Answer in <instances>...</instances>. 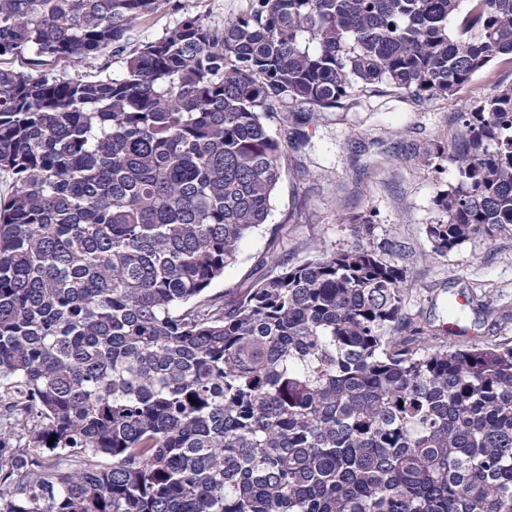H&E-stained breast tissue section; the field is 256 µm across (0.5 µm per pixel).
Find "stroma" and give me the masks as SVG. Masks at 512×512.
<instances>
[{
  "label": "stroma",
  "mask_w": 512,
  "mask_h": 512,
  "mask_svg": "<svg viewBox=\"0 0 512 512\" xmlns=\"http://www.w3.org/2000/svg\"><path fill=\"white\" fill-rule=\"evenodd\" d=\"M249 4L176 0L139 26L136 38H159L186 15L220 25ZM509 86L512 58L500 55L452 96L415 99L385 86L302 126L301 139L283 142V175L267 223L241 242L236 261L212 291L234 301L240 288L268 273L261 260L271 246L292 266L361 244L406 269V313L415 324L442 318L450 291L478 283L493 289L507 312L490 338L512 339V235L478 238L447 256L432 255L426 226L438 217L434 200L457 184L458 173L448 161L423 158L428 143L447 140L460 112ZM360 216L371 221L361 235L352 224Z\"/></svg>",
  "instance_id": "35a3bbf8"
}]
</instances>
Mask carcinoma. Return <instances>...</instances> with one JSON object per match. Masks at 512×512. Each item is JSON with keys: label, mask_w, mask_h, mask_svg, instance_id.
<instances>
[{"label": "carcinoma", "mask_w": 512, "mask_h": 512, "mask_svg": "<svg viewBox=\"0 0 512 512\" xmlns=\"http://www.w3.org/2000/svg\"><path fill=\"white\" fill-rule=\"evenodd\" d=\"M170 2L0 0V512H512V340L460 326L485 291L412 329L357 245L209 292L270 214L267 118L452 95L512 56V0H251L127 51ZM459 120L437 256L512 234V86ZM110 62L111 58L108 56L98 55L95 58L88 59L86 64L81 67L74 68L67 62H58L53 66H50L49 69H51L55 74L64 77L74 76L78 73L79 75L92 78L91 76L98 74L102 68H106L108 65H110Z\"/></svg>", "instance_id": "carcinoma-1"}]
</instances>
